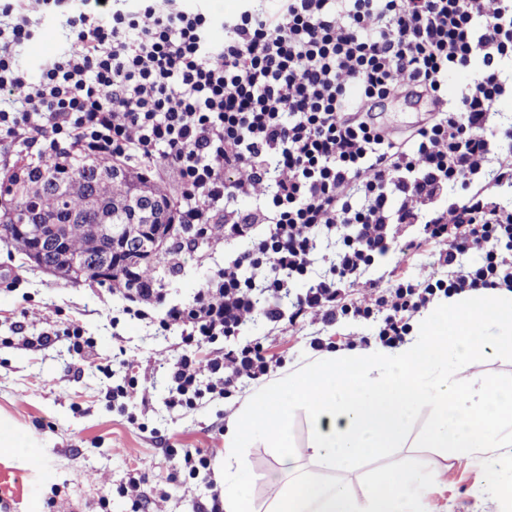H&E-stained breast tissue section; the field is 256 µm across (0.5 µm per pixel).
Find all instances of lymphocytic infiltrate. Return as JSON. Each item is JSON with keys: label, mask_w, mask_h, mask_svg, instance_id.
I'll return each instance as SVG.
<instances>
[{"label": "lymphocytic infiltrate", "mask_w": 512, "mask_h": 512, "mask_svg": "<svg viewBox=\"0 0 512 512\" xmlns=\"http://www.w3.org/2000/svg\"><path fill=\"white\" fill-rule=\"evenodd\" d=\"M175 2L0 0V142L45 163L137 167L174 183L187 234L250 240L187 302L112 285L124 314L180 331L168 409L271 373L262 342L237 340L256 319L373 320L362 344L395 348L437 295L512 288V208L484 199L512 183V121L495 110L512 94V0H278L225 18L218 47L210 18ZM48 12L66 16L71 36L34 79L15 49ZM477 60L480 75L445 100L449 75ZM403 93L436 107L403 133L377 125L369 104ZM452 187L462 196L443 202ZM239 197L256 208L228 209ZM430 249L447 277L377 271Z\"/></svg>", "instance_id": "f902f5d3"}]
</instances>
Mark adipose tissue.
Segmentation results:
<instances>
[{
  "label": "adipose tissue",
  "mask_w": 512,
  "mask_h": 512,
  "mask_svg": "<svg viewBox=\"0 0 512 512\" xmlns=\"http://www.w3.org/2000/svg\"><path fill=\"white\" fill-rule=\"evenodd\" d=\"M512 358V291L440 297L396 351L382 346L315 352L303 370L281 377L240 405L224 433V512H258L244 490V448L274 449L284 482L273 483L268 512H407L434 471L398 463L376 475L365 500L329 474L355 473L358 462L401 447L413 415L431 424L422 448L495 455L512 447V379L488 377L489 351ZM310 425L305 443L289 432L296 415ZM318 462L311 474L299 461Z\"/></svg>",
  "instance_id": "ef3b65f1"
}]
</instances>
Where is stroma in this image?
I'll return each mask as SVG.
<instances>
[{
  "label": "stroma",
  "instance_id": "obj_1",
  "mask_svg": "<svg viewBox=\"0 0 512 512\" xmlns=\"http://www.w3.org/2000/svg\"><path fill=\"white\" fill-rule=\"evenodd\" d=\"M61 21L42 19L17 60L30 74L64 49ZM224 264V247L183 253L178 267L160 265L158 278L171 297L190 300ZM124 302L107 285L71 283L34 267L14 246L0 242V417L22 434L25 447L0 452V512H136L119 494L136 469H145L137 512H203L211 489L174 473L170 448H211L212 469L224 455V431L231 414L255 392L246 387L229 398L205 401L193 410L167 413L165 374L177 353V332L160 336L146 322L129 319ZM81 325L93 341L90 356L69 348L67 327ZM54 333L47 346H23V338ZM241 341H259L278 360L274 376L304 368L312 358L306 333L271 328L256 320L242 328ZM138 379L136 399L118 407L107 390ZM401 460L434 470L437 477L413 502L414 512H500L485 493L482 456H455L444 448H400L363 464L349 491L363 498L367 479ZM245 490L266 508L277 464L271 449L254 442L245 455Z\"/></svg>",
  "mask_w": 512,
  "mask_h": 512
}]
</instances>
